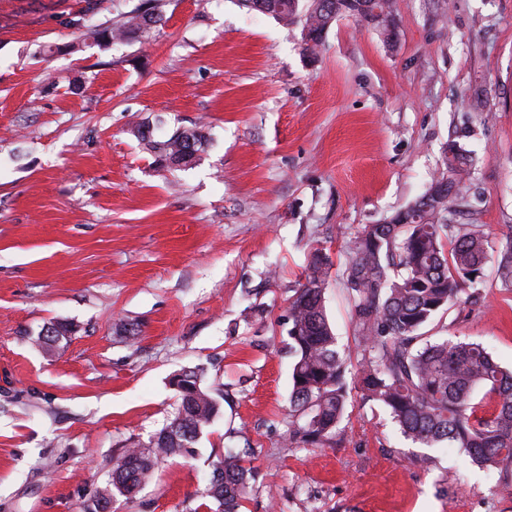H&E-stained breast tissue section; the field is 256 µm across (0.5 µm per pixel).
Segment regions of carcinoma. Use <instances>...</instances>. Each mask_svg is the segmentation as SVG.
<instances>
[{"instance_id": "cac0c4a2", "label": "carcinoma", "mask_w": 512, "mask_h": 512, "mask_svg": "<svg viewBox=\"0 0 512 512\" xmlns=\"http://www.w3.org/2000/svg\"><path fill=\"white\" fill-rule=\"evenodd\" d=\"M251 11L299 22L309 31L314 51L339 17L365 19L376 13L388 39L396 37L392 0H242ZM162 22L154 13L126 16L118 26L96 31L117 44ZM160 166H186L199 159L205 135L188 146L179 133L157 141L138 136ZM444 171L426 191L382 224H366L350 241L343 278L362 346L354 374L362 400L382 406L402 434L426 448L448 444L470 461L512 481V370L497 363L481 342L425 336L437 315L461 299L467 288L483 285L494 263L498 278L512 284V231L491 240L482 224H461L468 206L466 183L477 166L475 154L448 143ZM328 257L320 249L308 259L305 282L289 299L288 350L293 358L288 397V444L321 448L336 443L350 389L347 363L328 322L324 293ZM39 336L52 349L67 327L51 322ZM203 369L181 372L179 404L173 416L144 442L112 456L108 486L86 512H111L112 499L130 497L154 475L159 464L194 453V444L220 410L202 387ZM478 389L485 390L475 400ZM254 467L229 449L214 468L207 497L219 512H242L251 493Z\"/></svg>"}]
</instances>
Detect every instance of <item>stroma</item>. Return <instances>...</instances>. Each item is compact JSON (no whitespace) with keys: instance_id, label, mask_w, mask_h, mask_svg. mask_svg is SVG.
<instances>
[{"instance_id":"35a3bbf8","label":"stroma","mask_w":512,"mask_h":512,"mask_svg":"<svg viewBox=\"0 0 512 512\" xmlns=\"http://www.w3.org/2000/svg\"><path fill=\"white\" fill-rule=\"evenodd\" d=\"M152 1L162 26L94 34ZM393 2L394 40L342 18L310 52L239 0H0V512H84L196 366L219 416L112 512H207L214 463L248 446L245 512H512V483L356 395L335 446L286 441L288 300L311 251L353 369L347 243L418 197L449 141L479 157L474 222L512 226V0ZM142 123L202 128L200 160L156 165ZM55 321L73 330L47 352ZM427 333L512 368V288L487 268L478 303Z\"/></svg>"}]
</instances>
